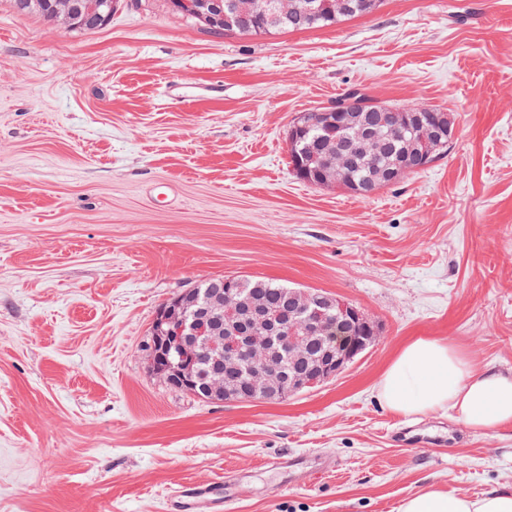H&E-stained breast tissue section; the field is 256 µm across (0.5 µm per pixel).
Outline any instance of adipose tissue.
I'll use <instances>...</instances> for the list:
<instances>
[{
	"label": "adipose tissue",
	"instance_id": "adipose-tissue-1",
	"mask_svg": "<svg viewBox=\"0 0 512 512\" xmlns=\"http://www.w3.org/2000/svg\"><path fill=\"white\" fill-rule=\"evenodd\" d=\"M386 409L424 416L450 410L469 430L485 434L512 424V372L477 369L450 343L418 337L405 343L377 382ZM399 512H512V488L472 498L424 487Z\"/></svg>",
	"mask_w": 512,
	"mask_h": 512
}]
</instances>
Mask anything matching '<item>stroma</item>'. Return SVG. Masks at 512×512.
<instances>
[{
	"mask_svg": "<svg viewBox=\"0 0 512 512\" xmlns=\"http://www.w3.org/2000/svg\"><path fill=\"white\" fill-rule=\"evenodd\" d=\"M354 89L453 113L447 153L368 197L299 179L289 127ZM225 275L337 295L380 338L286 401H200L153 373L152 324ZM420 336L512 371V0H380L268 36L166 0L69 32L0 0V512H170L218 480L238 512H397L512 485V425L381 403Z\"/></svg>",
	"mask_w": 512,
	"mask_h": 512,
	"instance_id": "35a3bbf8",
	"label": "stroma"
}]
</instances>
